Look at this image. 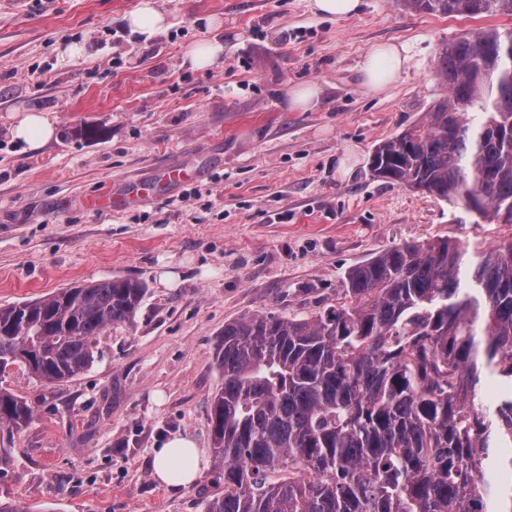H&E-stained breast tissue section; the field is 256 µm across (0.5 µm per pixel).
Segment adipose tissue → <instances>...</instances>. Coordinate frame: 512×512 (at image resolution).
Segmentation results:
<instances>
[{
	"label": "adipose tissue",
	"instance_id": "adipose-tissue-1",
	"mask_svg": "<svg viewBox=\"0 0 512 512\" xmlns=\"http://www.w3.org/2000/svg\"><path fill=\"white\" fill-rule=\"evenodd\" d=\"M410 63L405 46L395 43L374 45L361 63L363 84L373 95L394 83ZM11 132L29 149H38L55 136V124L47 113L24 112L14 118ZM202 456L194 440L175 435L154 451L152 473L162 484L180 488L193 483L201 469Z\"/></svg>",
	"mask_w": 512,
	"mask_h": 512
}]
</instances>
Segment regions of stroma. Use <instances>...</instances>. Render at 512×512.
<instances>
[{
  "label": "stroma",
  "mask_w": 512,
  "mask_h": 512,
  "mask_svg": "<svg viewBox=\"0 0 512 512\" xmlns=\"http://www.w3.org/2000/svg\"><path fill=\"white\" fill-rule=\"evenodd\" d=\"M140 2L0 0V306L116 276L147 288L132 321L97 336L78 377L47 384L20 364L0 377L34 410L23 430L0 429L12 458L0 491L54 512H203L224 491L208 402L226 323L346 303L348 271L405 242L482 252L512 236L368 165L376 144L445 95L440 49L481 27L512 31V16L405 12L394 0H364L349 18L316 16L309 0H157L170 26L147 36L124 21ZM205 16L219 27L200 25ZM213 38L221 59L185 64L188 46ZM386 42L411 61L374 96L360 62ZM307 83L322 88L318 106L291 107ZM17 112L48 113L54 139L35 151L13 140ZM183 163L196 178L167 184L163 171ZM130 185L143 189L135 203L81 205ZM177 434L204 463L171 490L152 459Z\"/></svg>",
  "instance_id": "obj_1"
}]
</instances>
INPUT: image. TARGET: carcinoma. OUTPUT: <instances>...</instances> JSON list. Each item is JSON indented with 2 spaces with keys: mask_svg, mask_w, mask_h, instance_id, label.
<instances>
[{
  "mask_svg": "<svg viewBox=\"0 0 512 512\" xmlns=\"http://www.w3.org/2000/svg\"><path fill=\"white\" fill-rule=\"evenodd\" d=\"M407 11L512 16V0H396ZM446 96L377 144L370 171L512 224V31L446 45ZM478 111H471L472 106ZM349 303L224 325L212 394L224 494L205 512H512V237L470 254L405 243L351 268ZM145 284L113 277L0 306V375L58 384L86 371ZM33 418L0 386V427Z\"/></svg>",
  "mask_w": 512,
  "mask_h": 512,
  "instance_id": "cac0c4a2",
  "label": "carcinoma"
}]
</instances>
